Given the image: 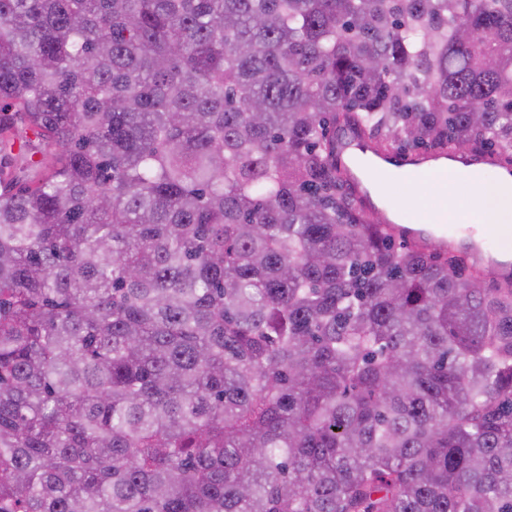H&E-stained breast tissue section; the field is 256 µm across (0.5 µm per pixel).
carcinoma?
Wrapping results in <instances>:
<instances>
[{
    "mask_svg": "<svg viewBox=\"0 0 512 512\" xmlns=\"http://www.w3.org/2000/svg\"><path fill=\"white\" fill-rule=\"evenodd\" d=\"M338 126L511 167L512 0H0V512H512V274ZM338 150L342 161L345 158L350 164L353 158L369 155L374 149L370 142L352 134L339 142ZM12 155L0 154V178L4 182H25L28 181L33 171L21 163L15 156L17 147L14 148ZM399 195L405 200L407 210L416 218L418 212V198L422 197L425 201L429 200L431 194L430 183L421 182L417 185L400 186Z\"/></svg>",
    "mask_w": 512,
    "mask_h": 512,
    "instance_id": "cac0c4a2",
    "label": "carcinoma"
}]
</instances>
